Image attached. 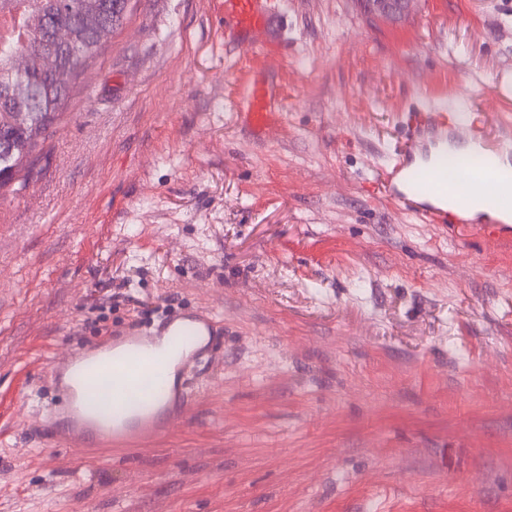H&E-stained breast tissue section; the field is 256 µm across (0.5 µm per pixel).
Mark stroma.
<instances>
[{
	"mask_svg": "<svg viewBox=\"0 0 512 512\" xmlns=\"http://www.w3.org/2000/svg\"><path fill=\"white\" fill-rule=\"evenodd\" d=\"M510 70L512 0H138L0 189V512H512V241L379 191L410 112L500 118ZM199 309L171 432L47 434L53 360ZM264 0H224V26L226 29L254 31L264 26ZM365 11L376 17L396 18L409 10L414 0H359ZM251 98V123L255 128H262L267 124L270 115L266 94L262 88L255 87L252 90Z\"/></svg>",
	"mask_w": 512,
	"mask_h": 512,
	"instance_id": "stroma-1",
	"label": "stroma"
}]
</instances>
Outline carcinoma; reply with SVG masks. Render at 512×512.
Returning a JSON list of instances; mask_svg holds the SVG:
<instances>
[{
	"label": "carcinoma",
	"instance_id": "obj_1",
	"mask_svg": "<svg viewBox=\"0 0 512 512\" xmlns=\"http://www.w3.org/2000/svg\"><path fill=\"white\" fill-rule=\"evenodd\" d=\"M95 12L100 24L97 29H86L80 23L82 14ZM17 17L29 44L51 48L50 30L65 26L72 30L74 42L84 60L99 55L102 47L127 21L130 11L125 0H0V15ZM16 44L0 40V93L8 86L23 82L29 90L22 104L0 98V146L13 149L11 155L0 157V170L7 176L0 178V187L10 183L23 161L35 150L38 139L66 112L70 91L77 74L70 65V51L56 50L57 70L51 73L33 71L21 78L14 71L13 55ZM27 112L29 122L19 126L14 113Z\"/></svg>",
	"mask_w": 512,
	"mask_h": 512
}]
</instances>
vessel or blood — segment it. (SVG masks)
Listing matches in <instances>:
<instances>
[{
    "instance_id": "obj_1",
    "label": "vessel or blood",
    "mask_w": 512,
    "mask_h": 512,
    "mask_svg": "<svg viewBox=\"0 0 512 512\" xmlns=\"http://www.w3.org/2000/svg\"><path fill=\"white\" fill-rule=\"evenodd\" d=\"M263 0H224V25L254 31L263 27ZM250 119L264 127L270 112L262 88H253ZM470 142L478 155L506 156L512 144L511 124H489L486 116L473 113L461 120L447 105H429L407 138L384 186L391 200L426 224H495L489 214L468 215L475 189L483 184L484 170L470 166L456 180L448 178V149ZM218 321L203 310L167 322L162 332L137 328L113 338L105 349L87 348L53 362L50 371L67 368L75 391L62 394L55 407L60 433L72 445L95 440L100 448H140L165 435L180 421L188 395L182 369L156 356L159 345L169 350L200 356L216 342ZM110 385L108 395L96 400L98 381Z\"/></svg>"
}]
</instances>
